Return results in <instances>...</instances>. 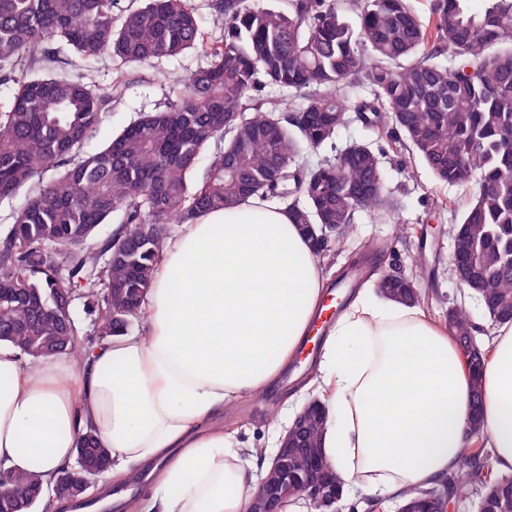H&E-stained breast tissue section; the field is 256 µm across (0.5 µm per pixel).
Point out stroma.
Wrapping results in <instances>:
<instances>
[{"label":"stroma","mask_w":512,"mask_h":512,"mask_svg":"<svg viewBox=\"0 0 512 512\" xmlns=\"http://www.w3.org/2000/svg\"><path fill=\"white\" fill-rule=\"evenodd\" d=\"M209 58L189 50L175 57H162L140 66H128L103 54L86 61L67 54L58 69L75 80L93 75L98 90L111 94L120 87L105 119L85 144L86 152L100 150L115 134L141 115L179 104L183 98V81L192 72L207 67ZM358 140L382 150L383 171L388 186L400 201V220L407 226L405 236H396L391 222L370 220L359 214L356 224L342 246H331L323 254V265L330 280H337L356 258L361 243L371 240L380 250L374 257L377 272L392 269L411 275L424 299L421 308L438 324H445L449 309L466 310L473 323L479 324L477 343H484L496 329L489 314L478 301L463 295L456 285L448 264L450 242L448 223L451 216L462 215L472 201L468 190L449 186L436 179L417 156L394 152L385 134L371 130L359 122H351L341 130L335 145H324L319 151L307 152L306 162L333 154L347 141ZM296 385L280 387L278 393H264L240 404L224 414V432L233 439L251 440L266 446L285 427V405Z\"/></svg>","instance_id":"obj_1"}]
</instances>
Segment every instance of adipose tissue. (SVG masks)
I'll use <instances>...</instances> for the list:
<instances>
[{
  "label": "adipose tissue",
  "mask_w": 512,
  "mask_h": 512,
  "mask_svg": "<svg viewBox=\"0 0 512 512\" xmlns=\"http://www.w3.org/2000/svg\"><path fill=\"white\" fill-rule=\"evenodd\" d=\"M325 287L318 254L282 208L251 199L200 214L160 255L143 332L34 368L0 345V468L49 482L89 428L111 450L109 484L160 463L148 512H247L270 461L225 438L224 412L277 388ZM303 388L325 410L322 446L348 499L441 483L475 417L497 470L512 473V323L490 342L477 408L447 331L364 288L327 331Z\"/></svg>",
  "instance_id": "adipose-tissue-1"
}]
</instances>
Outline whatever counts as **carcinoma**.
Listing matches in <instances>:
<instances>
[{
    "instance_id": "1",
    "label": "carcinoma",
    "mask_w": 512,
    "mask_h": 512,
    "mask_svg": "<svg viewBox=\"0 0 512 512\" xmlns=\"http://www.w3.org/2000/svg\"><path fill=\"white\" fill-rule=\"evenodd\" d=\"M116 0H0V85L15 84L0 103V200L29 187L13 222L0 226V342L33 361L49 355L81 358L87 331L73 312V291L84 292L98 336L128 331L152 287L170 225L230 208L250 197L282 205L316 252L310 224L353 228L369 212L396 224L381 152L351 142L313 165L306 150L333 141L336 119L391 128L393 142L418 155L443 182L474 191L464 230L448 226L455 254L466 262L475 295L496 324L512 322V0H488L471 11L469 0H430L428 19L408 0H287L281 9L248 0H213L212 20L224 40L204 43L189 0H142L119 12ZM355 13L359 26L343 10ZM67 46L84 59L109 53L141 64L201 48L208 67L191 73L182 102L125 126L100 151L85 142L110 96L92 76L75 81L43 75L36 64L59 62ZM305 95L293 102L257 96L266 85ZM367 85L372 99L351 103L345 89ZM224 146L211 155L213 141ZM342 179L336 181V169ZM52 179L40 180L43 172ZM380 191L362 194L371 185ZM113 224L106 233L100 226ZM404 284L385 272L375 286L411 304L420 300L414 278ZM448 333L463 347L474 324L462 310L448 311ZM473 406L482 403L481 363L466 361ZM324 419L312 411L288 442L285 470L304 478L320 460L325 483L343 479L323 454ZM461 455L464 474L448 475L458 491L476 484L491 457L478 419ZM80 461L55 475V499L79 498L76 485L107 467L110 449L92 431L78 436ZM0 512H34L42 501L38 478L5 472ZM441 486L410 487L401 502L424 499ZM512 509V477L486 483L478 512Z\"/></svg>"
}]
</instances>
